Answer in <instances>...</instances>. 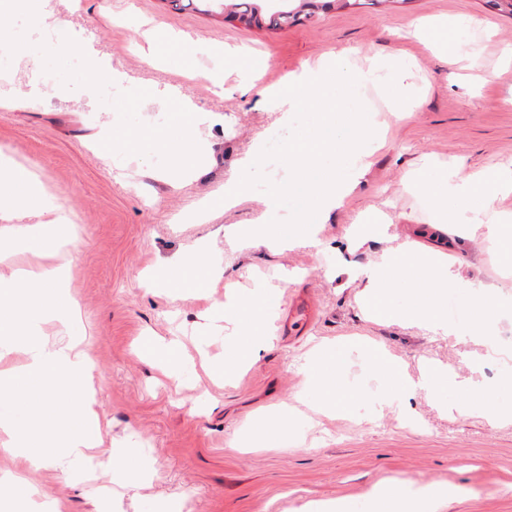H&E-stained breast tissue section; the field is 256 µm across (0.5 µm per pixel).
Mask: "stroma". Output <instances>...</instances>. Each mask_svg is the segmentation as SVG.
I'll list each match as a JSON object with an SVG mask.
<instances>
[{
    "label": "stroma",
    "instance_id": "35a3bbf8",
    "mask_svg": "<svg viewBox=\"0 0 512 512\" xmlns=\"http://www.w3.org/2000/svg\"><path fill=\"white\" fill-rule=\"evenodd\" d=\"M55 18L81 32L84 45L126 75L127 88L149 90L139 108L148 125L163 122L157 97L170 87L189 96L212 124L196 128L211 150L205 172L193 180L161 179L157 156L96 152L88 137L117 120L106 100H77L59 91L29 97L37 67L10 58L0 65V89L16 103L0 108V148L30 164L49 190L71 203L81 241L70 257V291L77 301L85 344L93 358L96 398L104 413L103 446L134 451L146 475L137 487L118 484L111 464L94 473H65L49 466L26 473L68 512H178L193 496L195 512H299L312 499H343L351 512H371L368 493L383 479L450 481L461 493L442 512H512V421L469 407L455 387L419 391L406 421L381 396L369 342L395 357L412 377L422 363L449 366L459 378L492 383L512 377V245L491 249L481 238L464 243L453 231L432 235V215L420 189L408 188L422 163L454 165L458 178L512 167V13L491 0H351L282 29L247 27L217 12L178 9L171 0H48ZM415 19L453 25L460 58L447 66L432 36L411 28ZM148 34L158 61L149 64L132 44ZM337 56L347 68L399 58L411 111H385V71L373 73L356 94L373 123L385 124L358 185L320 225L316 243L273 251L232 242L229 233L265 211V194L250 191L230 209L224 184L239 173L255 142L285 136L278 114L262 105L264 88L321 58ZM386 215V232L350 241L370 208ZM205 243L224 259V277L204 295L190 284L147 291L138 275L167 265ZM416 242L451 259L460 278L494 286L503 308L497 322L500 354L488 355L471 336H437L388 317L369 318L362 281L350 268ZM294 280L280 281L281 272ZM274 287L275 323L295 305H311L303 334L277 333L238 379L225 381L218 363L232 327L217 328L209 311L228 283L249 293L253 280ZM180 337L170 355L177 380L161 378L149 343ZM340 349L336 382L343 413L317 417L323 399L304 385L302 366L319 343ZM302 413L292 432L271 428L278 447L247 451L244 431L262 412L283 406Z\"/></svg>",
    "mask_w": 512,
    "mask_h": 512
}]
</instances>
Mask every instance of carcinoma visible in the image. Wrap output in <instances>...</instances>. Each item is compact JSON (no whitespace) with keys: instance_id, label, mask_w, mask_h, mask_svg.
Segmentation results:
<instances>
[{"instance_id":"obj_1","label":"carcinoma","mask_w":512,"mask_h":512,"mask_svg":"<svg viewBox=\"0 0 512 512\" xmlns=\"http://www.w3.org/2000/svg\"><path fill=\"white\" fill-rule=\"evenodd\" d=\"M342 0H222V12L229 18L250 17L254 25L279 29L300 22L301 16H310L340 4Z\"/></svg>"}]
</instances>
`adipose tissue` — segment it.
Listing matches in <instances>:
<instances>
[{
    "label": "adipose tissue",
    "mask_w": 512,
    "mask_h": 512,
    "mask_svg": "<svg viewBox=\"0 0 512 512\" xmlns=\"http://www.w3.org/2000/svg\"><path fill=\"white\" fill-rule=\"evenodd\" d=\"M512 191V175L485 179L475 175L464 181L444 176L430 190L425 202L439 225L460 223L458 211L449 209V196H456L472 213V223L483 227L487 241L501 239L512 229V218L493 206L494 190ZM38 223H29V216ZM12 239L20 251L34 257L33 265L0 273V304L18 301L15 318L0 316V348L12 345L13 336L24 337L25 364L9 379L14 386L11 401L0 400V434L6 436L5 452L13 454L27 469L46 465L68 472L77 463L92 457L102 443V415L92 396L91 359L74 328L80 312L66 291L67 269L54 264L59 252L75 247L77 225L71 207L58 200L38 178L34 169L0 151V238ZM355 275L365 280L375 294L384 293L400 281L417 286L421 299L407 309L396 310L403 322L423 327L438 336H475L489 351L497 342L490 326L494 313H480L469 323L453 322L442 315L435 302L441 289L460 284L452 264L431 253L408 247L395 258L383 256L378 262L357 268ZM270 291L241 297L228 291L219 307V316L229 317L237 327L236 341L225 351L226 367H233L241 354L256 357L268 344L270 334ZM57 323L62 340L51 343L43 337L46 323ZM393 375L385 392L386 402L405 411L407 393L434 392L451 379L447 367L427 365L418 378L404 377L398 366L383 361ZM55 422L54 436L45 438L32 431L34 421ZM458 487L449 483L399 484L389 480L376 483L370 493L372 512H440Z\"/></svg>",
    "instance_id": "obj_1"
}]
</instances>
